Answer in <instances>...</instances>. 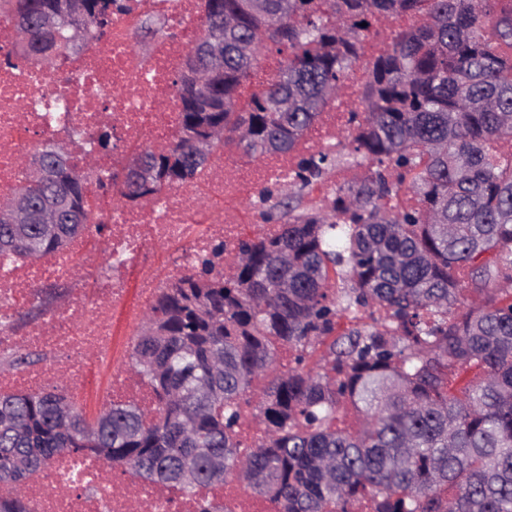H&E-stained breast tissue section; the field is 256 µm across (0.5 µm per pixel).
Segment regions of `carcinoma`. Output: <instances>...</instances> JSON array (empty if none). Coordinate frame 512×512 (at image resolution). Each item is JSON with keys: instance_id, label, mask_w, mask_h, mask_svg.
<instances>
[{"instance_id": "carcinoma-1", "label": "carcinoma", "mask_w": 512, "mask_h": 512, "mask_svg": "<svg viewBox=\"0 0 512 512\" xmlns=\"http://www.w3.org/2000/svg\"><path fill=\"white\" fill-rule=\"evenodd\" d=\"M129 2L0 0V18L25 32L14 53L50 66L105 37ZM203 14L175 80L173 144L131 152L156 181L136 186L114 170L96 175L99 188L126 204L198 179L230 143L257 164L290 151L358 65L363 109L337 138L367 173L315 208L306 196L338 156L301 159L288 193L273 203L259 191V218L278 231L239 240L233 276L219 270L218 243L162 288L131 354L152 410L109 401L89 418L62 381L0 392V484L13 490L0 512H27V478L63 453L186 497L232 477L274 512H349L365 498L376 512H512V161L493 152L512 139V8L203 0ZM403 16L414 21L390 50L363 59L368 26ZM273 50L279 70L240 101ZM42 153L57 182L23 168L15 195L37 206L61 190L68 211L53 234L0 223L1 256L36 259L88 235L92 169L57 144ZM402 195L415 204H393ZM360 312L367 321L338 331L342 314ZM472 367L480 373L451 388ZM342 399L361 414L355 430L336 427ZM246 407L261 425L249 448L238 439Z\"/></svg>"}]
</instances>
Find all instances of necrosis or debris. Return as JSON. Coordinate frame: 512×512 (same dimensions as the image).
I'll list each match as a JSON object with an SVG mask.
<instances>
[{"mask_svg":"<svg viewBox=\"0 0 512 512\" xmlns=\"http://www.w3.org/2000/svg\"><path fill=\"white\" fill-rule=\"evenodd\" d=\"M144 4L165 14L175 29L149 60L134 49L129 31L136 18L127 14L113 17L110 36L91 42L60 71L47 70L32 57L0 64V198L13 193L21 176L18 160L31 152L33 138L54 140L68 127H81L83 137L71 145L79 159L105 127L113 129L120 148L145 141L164 145L172 139L179 123L174 80L184 50L198 33L203 0ZM365 80L363 71L348 74L343 95L295 151L271 155L256 166L216 156L201 182L176 187L142 205L120 207L112 196L91 189L95 209L112 226L106 251L80 238L62 254L24 262L0 257V354L39 349L52 355L42 367L1 372L0 392L38 391L63 376L78 400L87 395L90 368L102 365L109 371L112 399L151 407V389L128 376L123 366L115 312L138 319L167 276L180 275L197 256L210 253L215 242H223L225 254H232L246 222L240 200L269 185H288L303 155L335 149L336 131L346 127L352 96ZM156 244L175 249L168 275L152 269ZM78 267L88 287L58 301L48 321L16 333L14 316L38 298L41 285L72 279ZM25 495L28 512H199L197 499L147 481H127L123 471L84 454L54 458L29 478Z\"/></svg>","mask_w":512,"mask_h":512,"instance_id":"4bbe7bcc","label":"necrosis or debris"}]
</instances>
